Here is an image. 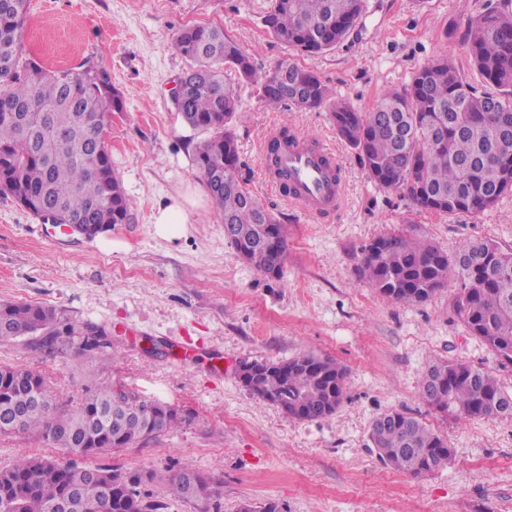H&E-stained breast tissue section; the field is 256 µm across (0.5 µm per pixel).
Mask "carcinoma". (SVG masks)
<instances>
[{"label":"carcinoma","mask_w":512,"mask_h":512,"mask_svg":"<svg viewBox=\"0 0 512 512\" xmlns=\"http://www.w3.org/2000/svg\"><path fill=\"white\" fill-rule=\"evenodd\" d=\"M364 0H271L263 23L278 40L309 54L333 49L355 26ZM27 0H0V194L10 195L35 216L56 211L103 232L132 218L131 203L112 169L104 134L123 101L109 73L83 66L48 69L24 53ZM175 48L187 62L189 86L178 109L204 135L193 164L225 235L244 261L282 279L288 243L282 224L247 188L240 175L233 130L241 111L239 89L254 87L269 104L329 107L336 132L355 151L367 175L384 189L404 192L419 211L478 215L512 192V0H488L470 18L467 54L497 92L478 94L449 58L420 67L410 83L385 91L370 112L331 98L312 71L294 63L266 69L216 26L182 29ZM229 69L236 81L224 77ZM495 117H487L492 104ZM295 140L283 128L267 147L269 169L278 170L281 144ZM274 237L277 244L267 243ZM361 249L360 277L394 302L430 299L452 277L455 307L468 331L500 364L512 365V249L489 239L464 241L450 256L437 244L403 234L375 238ZM112 329L75 322L63 310L38 303L0 302V343L37 336V356L74 350L91 360L112 356V344L89 341ZM248 393L290 419L315 421L343 402L346 370L330 358L301 353L287 361H253ZM420 394L435 410L461 420L512 416V393L488 369L439 361L424 374ZM20 420V434L44 444L46 454L22 455L0 468V512H54L74 496L106 497L112 481V512H164L166 504L145 487L165 482L174 495L198 476L196 496L219 497L214 484L190 464L171 475L128 470L106 458L178 428L186 417L170 404L148 400L120 382L103 381L77 407L55 401L36 369L0 364V436ZM369 441L379 458L414 477L449 463L453 449L411 414L393 410L372 422Z\"/></svg>","instance_id":"carcinoma-1"}]
</instances>
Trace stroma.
<instances>
[{
	"label": "stroma",
	"instance_id": "obj_1",
	"mask_svg": "<svg viewBox=\"0 0 512 512\" xmlns=\"http://www.w3.org/2000/svg\"><path fill=\"white\" fill-rule=\"evenodd\" d=\"M485 3L365 0L348 38L307 56L268 32L262 17L270 0H29L27 53L50 68L91 59L122 95L105 140L133 219L90 240L0 196V301L51 305L74 321L108 325L116 352L108 361L69 350L40 359L13 342L0 345V364L38 369L66 403L109 378L180 409L187 417L180 427L111 462L161 473L192 464L219 482L221 512L269 499L286 512H512V417L457 420L420 396L423 374L438 359L490 369L510 390L512 366L469 333L454 306L455 281L426 302L395 303L358 276L361 247L384 234L428 239L451 253L465 240L512 248V194L476 217L417 212L403 192L367 177L327 107L275 106L242 87L234 125L241 174L288 238L284 278L271 282L225 239L192 163L201 136L171 102L173 81L187 67L173 42L191 25L223 28L264 67L287 60L314 71L360 112L440 56L452 57L483 93L489 86L463 40ZM284 127L334 148L343 176L337 210L309 216L267 188L263 148ZM182 197L184 232L159 236L155 211ZM153 341L162 353L150 351ZM303 352L346 370L344 400L329 418L289 419L238 381L239 362ZM216 354L224 357L219 373L211 369ZM390 410L412 413L445 438L452 462L421 478L381 462L367 437Z\"/></svg>",
	"mask_w": 512,
	"mask_h": 512
}]
</instances>
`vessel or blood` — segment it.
<instances>
[{
	"label": "vessel or blood",
	"instance_id": "b4317fda",
	"mask_svg": "<svg viewBox=\"0 0 512 512\" xmlns=\"http://www.w3.org/2000/svg\"><path fill=\"white\" fill-rule=\"evenodd\" d=\"M279 164L287 171L288 181L295 190L294 199L305 213L320 215L338 205L343 193L339 163L325 143L296 140L282 147Z\"/></svg>",
	"mask_w": 512,
	"mask_h": 512
}]
</instances>
